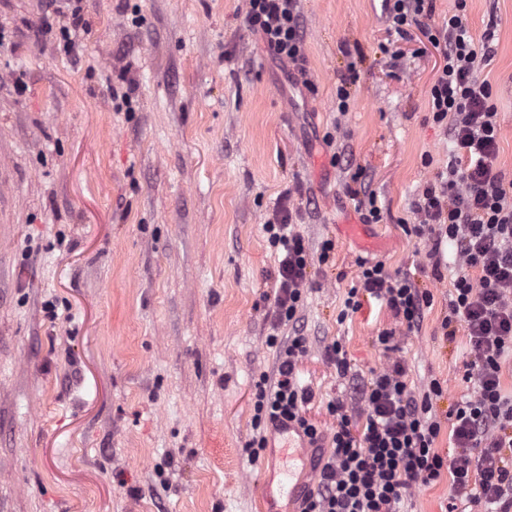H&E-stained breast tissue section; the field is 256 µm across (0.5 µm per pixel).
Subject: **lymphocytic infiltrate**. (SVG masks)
I'll use <instances>...</instances> for the list:
<instances>
[{
    "instance_id": "f902f5d3",
    "label": "lymphocytic infiltrate",
    "mask_w": 512,
    "mask_h": 512,
    "mask_svg": "<svg viewBox=\"0 0 512 512\" xmlns=\"http://www.w3.org/2000/svg\"><path fill=\"white\" fill-rule=\"evenodd\" d=\"M299 0H247L245 23L267 48L298 73H305L303 26ZM396 34L417 28L436 49L441 64L430 88L429 108L435 125L452 145L448 165L426 183L412 201L406 235L425 248L434 279H441L442 246L453 248L456 274L451 283L443 336H466L468 360L461 378L466 394L446 414L437 401L444 388L430 380L416 390L398 354L403 335L418 329L433 302L409 275L390 274L383 262L356 260L357 283L344 300L345 312L361 310L363 300L384 306L395 325L383 329L375 343L393 354L390 365L373 373L355 404L337 399L328 411L336 420L324 431L307 416L314 398L298 380L308 356L303 334L279 344L277 329L295 321L307 288L309 253L292 222L287 200H280L264 230L278 257V277L269 345L278 349L275 381L255 384L254 419L262 423L296 422L315 447L330 443L316 489L304 493L300 512H402L414 488L449 477L444 512L461 507L476 512H512V396L503 389L505 369H512V180L497 169L500 124L492 86L480 71L491 64L493 30L482 46L461 15L430 25L433 0H384ZM44 32H57L64 54L78 52L86 32L82 0H64ZM450 422L452 455L435 446L443 422Z\"/></svg>"
}]
</instances>
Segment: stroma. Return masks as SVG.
<instances>
[{"instance_id":"35a3bbf8","label":"stroma","mask_w":512,"mask_h":512,"mask_svg":"<svg viewBox=\"0 0 512 512\" xmlns=\"http://www.w3.org/2000/svg\"><path fill=\"white\" fill-rule=\"evenodd\" d=\"M51 2L0 0V512H258L261 485L281 480L247 451L255 383L278 367L263 226L288 191L311 265L278 334L309 340L308 418L332 428L328 401L388 362L374 338L391 313H341L360 256L432 293L401 356L417 387L447 385L448 411L468 359L464 334L440 328L453 275L435 280L400 227L450 147L428 109L440 58L419 31L392 40L373 0H301L302 77L246 28L245 0H83L71 56L41 31ZM462 11L474 41L497 23L481 76L510 178L512 0ZM358 170L379 223L345 192ZM336 339L342 378L324 358Z\"/></svg>"}]
</instances>
